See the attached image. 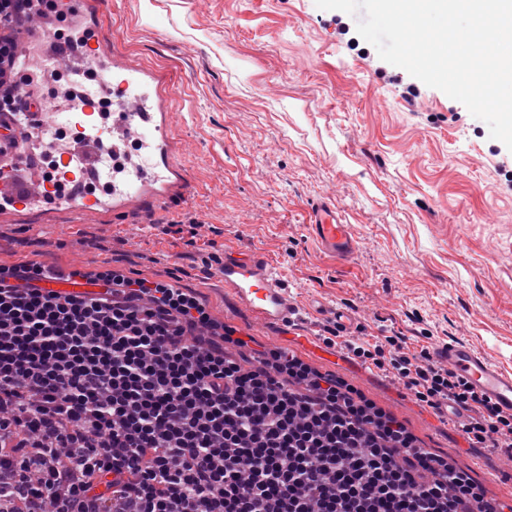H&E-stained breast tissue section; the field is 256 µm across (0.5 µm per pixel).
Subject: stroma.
Instances as JSON below:
<instances>
[{"label": "stroma", "instance_id": "35a3bbf8", "mask_svg": "<svg viewBox=\"0 0 512 512\" xmlns=\"http://www.w3.org/2000/svg\"><path fill=\"white\" fill-rule=\"evenodd\" d=\"M85 22L116 57L167 73V130L189 193L131 216L107 203L90 219L65 205L0 214V266L175 279L206 297L218 323L248 331L255 350L290 349L334 372L200 275L225 253L256 252L301 309L349 313L350 339L381 355L395 336L411 354L462 342L512 373V151L484 121L381 60L356 17L315 0H109ZM326 193L357 244L346 263L308 228ZM334 326L310 313L297 333L320 339ZM364 365L351 383L512 504L502 451L461 448L453 425L428 423L403 384Z\"/></svg>", "mask_w": 512, "mask_h": 512}]
</instances>
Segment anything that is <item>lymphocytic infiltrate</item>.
<instances>
[{
	"label": "lymphocytic infiltrate",
	"mask_w": 512,
	"mask_h": 512,
	"mask_svg": "<svg viewBox=\"0 0 512 512\" xmlns=\"http://www.w3.org/2000/svg\"><path fill=\"white\" fill-rule=\"evenodd\" d=\"M42 0H0V99L42 109L9 31ZM0 268V512H505L419 448L353 385L280 350L246 369L194 293L107 270L90 293ZM391 371L428 407L469 411L470 445L512 452V417L394 343Z\"/></svg>",
	"instance_id": "1"
}]
</instances>
